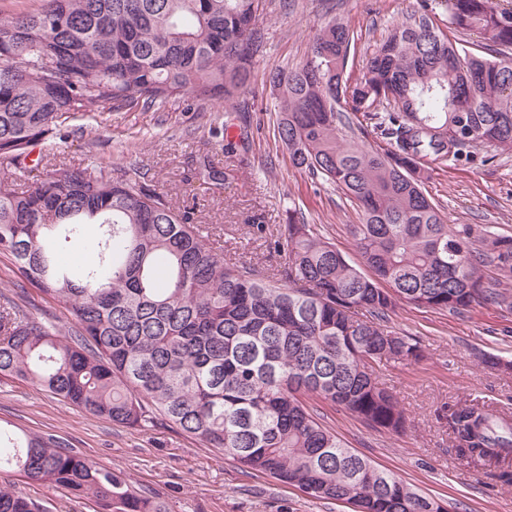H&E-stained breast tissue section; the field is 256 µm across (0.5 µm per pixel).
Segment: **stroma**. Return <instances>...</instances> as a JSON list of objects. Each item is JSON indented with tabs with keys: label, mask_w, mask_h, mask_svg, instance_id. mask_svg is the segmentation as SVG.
<instances>
[{
	"label": "stroma",
	"mask_w": 512,
	"mask_h": 512,
	"mask_svg": "<svg viewBox=\"0 0 512 512\" xmlns=\"http://www.w3.org/2000/svg\"><path fill=\"white\" fill-rule=\"evenodd\" d=\"M422 1L440 27H447L446 0H266L258 22L265 34L263 49L249 87L233 103L249 130L235 152H226L223 140L210 137V127L223 122L224 113L208 102L185 97L160 112L97 107L67 122L56 146H32V163L25 171L0 165V179L30 185L56 166L84 167L103 159L117 166H145L174 202L194 203L200 223L218 231L224 255L233 261L262 272L283 265L284 255L268 252L263 241L275 237L296 208L349 260L359 262L345 230L359 223L357 207L295 168L275 139L277 101L268 72L298 66L318 29L341 18L354 33L346 75L356 79L367 64V48ZM202 152L223 169V184L200 183L191 158ZM424 188L439 203L449 227L472 224L512 236V148L499 151L483 167L460 163L435 171ZM254 223L264 224V237L250 234ZM20 293L34 314L68 328L65 310L35 289L18 291L14 262L0 254V299ZM392 323L420 341L425 354L416 365L379 373L380 382L407 411L408 426L400 433H381L323 403L319 409L326 423L357 453L446 501L449 512H512V486L458 464L445 420L447 404L469 396L490 410L512 413V375L481 361L488 354L512 360V306L480 304L448 313L402 305ZM0 423L63 439L98 465L124 472L134 486L164 501L168 512H350L345 504L313 500L291 485L243 472L174 429L116 425L20 379L0 378ZM10 484L47 512H98L92 499L0 472V487Z\"/></svg>",
	"instance_id": "35a3bbf8"
}]
</instances>
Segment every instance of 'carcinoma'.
Masks as SVG:
<instances>
[{
  "instance_id": "obj_1",
  "label": "carcinoma",
  "mask_w": 512,
  "mask_h": 512,
  "mask_svg": "<svg viewBox=\"0 0 512 512\" xmlns=\"http://www.w3.org/2000/svg\"><path fill=\"white\" fill-rule=\"evenodd\" d=\"M266 0H41L0 19V162L22 169L29 147L55 145L94 106L158 111L183 95L218 106L249 84ZM449 24L479 35L490 56L460 50L427 7L393 25L365 71L344 79L354 33L332 19L295 69L274 68L277 136L293 165L360 211L348 225L372 275L351 265L293 213L272 243L283 268L262 275L224 259L195 209L178 205L140 167L58 168L22 190L0 181V254L20 282L66 310V330L8 299L0 308V375L26 380L126 427L164 424L245 472L290 484L352 512H448L357 454L308 404L320 399L366 426L406 429L377 379L425 357L391 325L399 304L458 313L512 301L486 281L512 278V237L455 229L424 193L447 161L485 165L512 147V8L448 0ZM360 112L387 143L349 132ZM243 117L226 112L214 137ZM204 183L224 172L198 158ZM88 252L75 273L58 246ZM458 460L512 485V420L478 402L448 406ZM90 496L99 512H168L125 476L58 437L0 426V472ZM0 512H43L13 487Z\"/></svg>"
}]
</instances>
